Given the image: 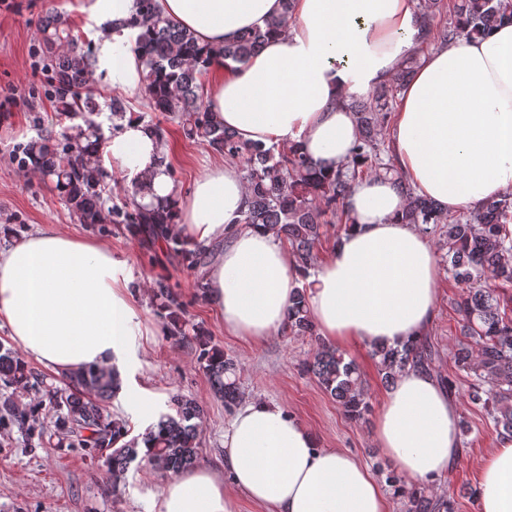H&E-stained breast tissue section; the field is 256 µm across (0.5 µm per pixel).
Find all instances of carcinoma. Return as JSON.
<instances>
[{"label": "carcinoma", "instance_id": "obj_1", "mask_svg": "<svg viewBox=\"0 0 512 512\" xmlns=\"http://www.w3.org/2000/svg\"><path fill=\"white\" fill-rule=\"evenodd\" d=\"M418 9L426 44L480 37L503 22H512V0H453L450 12L444 0H418ZM289 19L287 9L265 28L245 30L223 48L210 49L164 16L158 0H136V11L127 26L139 30L132 50L144 65L142 91L150 109L177 120L185 138L240 166L248 198L237 223L274 229L306 277L315 269L314 250L321 244L324 226L351 223L342 205L353 184L383 170L395 174L398 189L408 201L403 221L420 226L427 234L436 232L439 224L448 225V274L462 288L458 303L461 334L470 339L454 349L452 360L457 370L471 377V403L485 409L502 439L512 440V294L507 293V288H512V190L453 217L433 200L414 194L409 182L398 174L389 160L383 131L392 121L398 92L417 66L415 55L367 98L345 103L353 112L359 139L350 157L333 171L317 168L295 144L267 146L244 141L215 122L205 104L201 77L218 61L245 64L268 35L286 28ZM42 34L57 117H80L82 122L59 131L54 126L41 130L18 148L17 161L50 184L79 223L95 226L110 220L124 224L141 243L163 242L186 265L202 264V246L173 232L183 194L161 198L151 187L134 183L124 206L105 211L102 188L107 173L97 159L102 131L87 118L97 108L95 90L89 85L93 54L82 49L78 37L59 16L42 20ZM147 195L151 201L142 202ZM153 299L168 320L170 334L185 338L181 295L160 282ZM284 332L314 338L317 348L304 368L349 419L363 420L370 411L363 373L355 360L319 336L304 289L290 297ZM196 351L224 406L237 405L242 396L237 361L206 340H198ZM434 357L435 347L426 338L400 348L382 345L372 350L378 373L388 384L409 367H431ZM0 378L13 387L0 403V412L23 428L35 416L36 406L22 403L21 398L42 383L40 374L0 342ZM66 379L67 387L51 395L53 426L82 448L111 450L106 462L112 472V495L120 492V481L135 461L161 475L177 474L197 463L203 411L193 399L180 393L171 395L168 406L175 414H160L155 423L132 437L128 424L111 418L104 405L120 389L117 372L88 365L66 374ZM386 482L402 499V512H454L451 500L433 498L425 486L406 487L392 470L387 472Z\"/></svg>", "mask_w": 512, "mask_h": 512}]
</instances>
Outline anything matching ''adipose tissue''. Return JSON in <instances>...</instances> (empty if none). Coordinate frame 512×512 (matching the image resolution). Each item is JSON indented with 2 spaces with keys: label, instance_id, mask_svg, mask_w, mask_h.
Wrapping results in <instances>:
<instances>
[{
  "label": "adipose tissue",
  "instance_id": "adipose-tissue-1",
  "mask_svg": "<svg viewBox=\"0 0 512 512\" xmlns=\"http://www.w3.org/2000/svg\"><path fill=\"white\" fill-rule=\"evenodd\" d=\"M163 14L221 48L244 30L291 10L286 28L248 61L208 86L215 121L246 141L299 145L318 166L345 161L359 128L343 104L391 79L416 50V0H158ZM135 0H87L97 26L93 77L127 95L143 63L127 27ZM399 172L454 213L512 188V24L435 48L398 95L387 132ZM168 144L136 113L105 134L100 164L150 183H175L160 159ZM237 167L200 175L175 229L215 247L208 299L238 338L259 343L286 321L295 289L332 345L401 346L420 340L436 314L438 264L428 234L401 220L406 199L390 177L357 182L344 200L354 224L321 257L310 279L274 230L239 225L246 205ZM127 263L96 239L42 229L0 251V324L16 346L56 371L118 368L139 332ZM456 398L435 375L409 368L382 395L374 440L398 473L446 495L464 456ZM478 512H512V440L483 456ZM390 512V495L355 453L324 447L294 415L263 399L244 402L224 429V469L195 467L162 488L158 512Z\"/></svg>",
  "mask_w": 512,
  "mask_h": 512
}]
</instances>
